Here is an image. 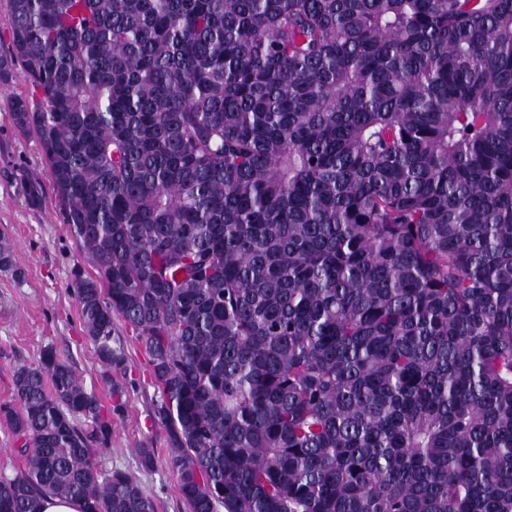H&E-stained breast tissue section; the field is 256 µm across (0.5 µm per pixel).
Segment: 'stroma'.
Returning a JSON list of instances; mask_svg holds the SVG:
<instances>
[{"instance_id": "35a3bbf8", "label": "stroma", "mask_w": 512, "mask_h": 512, "mask_svg": "<svg viewBox=\"0 0 512 512\" xmlns=\"http://www.w3.org/2000/svg\"><path fill=\"white\" fill-rule=\"evenodd\" d=\"M32 81L22 66L0 80V239L12 247L13 267L0 270V404L13 398V368L37 362L42 350L53 347L69 362L88 392L112 413V435L97 464L101 472L129 471L157 506V512H188L178 490V479L166 463L168 447L163 428L153 419L160 400L151 383L148 359L131 327L114 316V335L124 348L127 372L121 409H114L103 367L79 317L73 293L75 270L93 275L54 200L49 166L39 139L15 127L11 102L32 97ZM39 179L44 192L29 203L25 189ZM156 449L153 470L138 467L137 451Z\"/></svg>"}]
</instances>
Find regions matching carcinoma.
Here are the masks:
<instances>
[{
  "label": "carcinoma",
  "mask_w": 512,
  "mask_h": 512,
  "mask_svg": "<svg viewBox=\"0 0 512 512\" xmlns=\"http://www.w3.org/2000/svg\"><path fill=\"white\" fill-rule=\"evenodd\" d=\"M9 7L80 317L117 409L135 330L188 512H512V0ZM13 392L0 512H156L53 348ZM19 443L11 427L0 419V480L13 478L23 468V460L14 448Z\"/></svg>",
  "instance_id": "obj_1"
}]
</instances>
